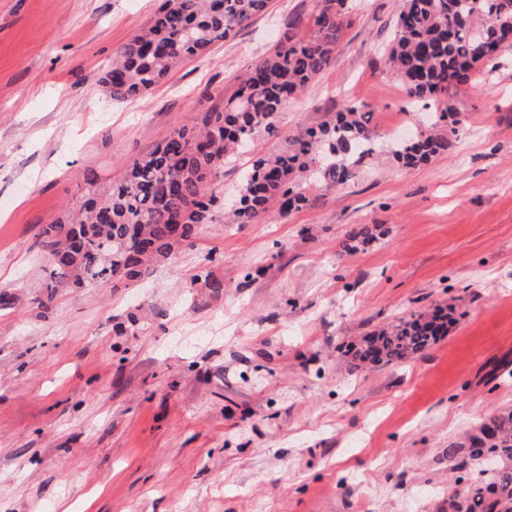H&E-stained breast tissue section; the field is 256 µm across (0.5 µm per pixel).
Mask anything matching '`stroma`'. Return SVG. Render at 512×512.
<instances>
[{"mask_svg":"<svg viewBox=\"0 0 512 512\" xmlns=\"http://www.w3.org/2000/svg\"><path fill=\"white\" fill-rule=\"evenodd\" d=\"M161 0H0V512H441L450 440L512 408V64L452 102V148L405 167L388 121L422 129L386 62L400 0H357L330 68L281 112L280 139L348 104L377 157L288 218L219 219L143 280L34 301L37 235L122 163L223 106L288 14L248 28L145 94L112 101V55ZM376 239L348 253L354 227ZM223 280L215 293L197 283ZM451 307L401 365L353 369L388 324Z\"/></svg>","mask_w":512,"mask_h":512,"instance_id":"stroma-1","label":"stroma"}]
</instances>
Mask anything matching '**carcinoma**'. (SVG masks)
Here are the masks:
<instances>
[{
	"label": "carcinoma",
	"mask_w": 512,
	"mask_h": 512,
	"mask_svg": "<svg viewBox=\"0 0 512 512\" xmlns=\"http://www.w3.org/2000/svg\"><path fill=\"white\" fill-rule=\"evenodd\" d=\"M270 0H163L153 18L112 59L104 75L115 101L145 93L184 61L247 27ZM349 0H317L312 34L304 19L288 17L273 47L249 70L221 109L201 112L124 166L105 190L88 193L77 208L42 228L37 245L49 260L42 288L96 280L104 288L142 280L150 266L193 245L214 221L218 171L230 154L248 153L260 134L280 136L279 114L330 66ZM512 33V0H402L388 63L405 84L408 102L433 109L435 123L455 125L457 90L476 81L490 50ZM370 113L356 104L284 140L272 155L252 156L229 222L281 218L309 202L317 185H344L374 153ZM448 138L430 132L396 141L393 156L417 166L445 154ZM112 241V261L102 246ZM448 312L437 308L390 324L364 338L356 369L398 364L430 349L448 332ZM454 489L448 512H512V409L495 414L443 451Z\"/></svg>",
	"instance_id": "carcinoma-1"
}]
</instances>
